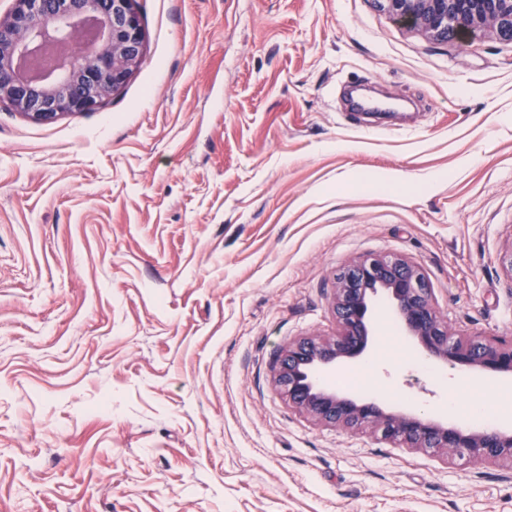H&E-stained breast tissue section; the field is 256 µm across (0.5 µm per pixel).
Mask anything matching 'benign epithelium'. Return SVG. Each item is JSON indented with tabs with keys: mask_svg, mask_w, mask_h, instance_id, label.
<instances>
[{
	"mask_svg": "<svg viewBox=\"0 0 512 512\" xmlns=\"http://www.w3.org/2000/svg\"><path fill=\"white\" fill-rule=\"evenodd\" d=\"M0 20V102L25 117L50 123L92 112L130 77L145 34L135 0H14ZM379 7L430 38L446 42L448 30L476 34L487 27L512 41V0H376ZM336 336L300 339L285 351L276 382L289 403L325 423L368 429L402 448L452 452L472 464L512 461V429L465 431L413 413L384 411L324 387L318 374L344 366L371 349L372 296L382 289L427 355L463 372L512 376V340L459 338L441 322L424 274L407 260L379 255L338 276Z\"/></svg>",
	"mask_w": 512,
	"mask_h": 512,
	"instance_id": "7a95c632",
	"label": "benign epithelium"
}]
</instances>
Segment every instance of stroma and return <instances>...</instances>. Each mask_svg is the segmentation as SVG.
<instances>
[{"label":"stroma","instance_id":"stroma-1","mask_svg":"<svg viewBox=\"0 0 512 512\" xmlns=\"http://www.w3.org/2000/svg\"><path fill=\"white\" fill-rule=\"evenodd\" d=\"M137 68L93 112L0 106V512H512V464L316 421L275 384L336 332L338 274L420 266L460 336L512 338V42L375 0H136ZM332 389L425 414L453 383L385 293Z\"/></svg>","mask_w":512,"mask_h":512}]
</instances>
